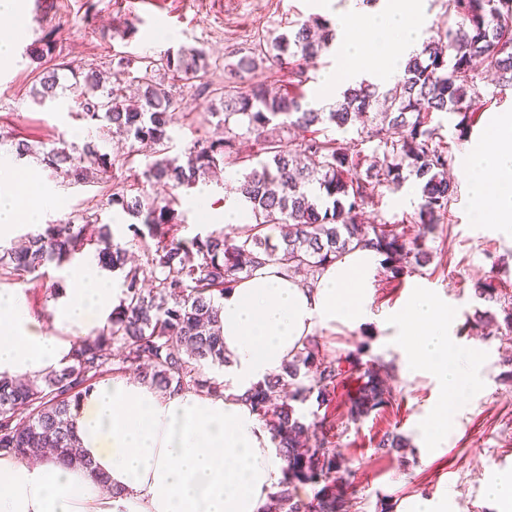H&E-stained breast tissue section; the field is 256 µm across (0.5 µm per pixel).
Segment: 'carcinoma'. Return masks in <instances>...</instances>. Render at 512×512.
Wrapping results in <instances>:
<instances>
[{
	"mask_svg": "<svg viewBox=\"0 0 512 512\" xmlns=\"http://www.w3.org/2000/svg\"><path fill=\"white\" fill-rule=\"evenodd\" d=\"M444 6L455 23L437 29L412 53L400 78L382 91L366 80L350 85L327 109L310 103L302 86L309 81L308 68L331 48L336 25L323 17L296 22L294 30L259 50L261 58H273L295 76L296 90L273 93L262 83H245L244 75L256 67L253 56L224 62V86L214 93L220 107L205 118L224 125V136L205 133L175 154L178 104L161 76L186 83L202 78L211 66L205 49L136 59L121 55L110 87L99 70L83 73L76 108L69 114L103 138L124 136L129 151L118 158L92 141L79 145L64 139L16 144L18 158L40 157L52 177L68 186L110 181L112 188L96 206L30 229L18 246L1 247L0 282L42 277L47 263L60 266L89 250L102 269L122 273L121 297L106 328L75 341L62 369L34 381L0 376V452L23 458L49 449L60 462L90 466L70 406L116 373L134 370L163 392L195 388L223 394L224 382L205 372L225 362L220 300L263 265H277L309 283L323 266L357 248L375 249L397 276L430 262L429 235L448 219L456 194L447 176L453 156L442 125L433 123L432 116H458L459 137L468 135L476 103L484 97L481 64L494 71L500 92L512 89V0H444ZM56 44L57 33L46 31L25 55L39 61ZM61 87L58 71H46L32 99L43 108L57 106ZM232 123L253 137L251 153L240 154L230 134ZM332 126L344 133L356 127L353 147L328 136ZM290 131L293 136H284ZM367 143L382 161L365 168L361 146ZM136 156L143 157L134 171L140 191L131 196L117 172ZM226 166L243 168L236 191L254 217L248 234L221 228L178 236L184 222L177 210L179 196L159 201L147 187L192 188ZM412 176L420 202L407 222L419 225L418 234L408 238L384 222H362L365 210L378 205L381 188L399 191ZM105 208L135 219L127 226L131 236L119 238L102 223ZM148 237L154 246L147 244ZM340 375L341 359L319 356L313 336L281 372L247 391L246 400L287 462L274 493L286 512H347L336 449L321 435L324 419L316 411L308 416L299 412V405L312 397L317 407H329ZM361 378L350 400L354 422L389 404L381 373L368 367ZM405 447L400 435L389 432L377 444L389 451ZM300 486L310 487L312 497L299 498Z\"/></svg>",
	"mask_w": 512,
	"mask_h": 512,
	"instance_id": "cac0c4a2",
	"label": "carcinoma"
}]
</instances>
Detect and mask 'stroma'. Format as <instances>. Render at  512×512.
Here are the masks:
<instances>
[{
    "label": "stroma",
    "instance_id": "obj_1",
    "mask_svg": "<svg viewBox=\"0 0 512 512\" xmlns=\"http://www.w3.org/2000/svg\"><path fill=\"white\" fill-rule=\"evenodd\" d=\"M25 35L11 60L0 63V146L14 148L18 141L32 144L57 139L72 140L80 121L68 113L67 104L53 111L35 105L30 97L43 68L69 64L75 74L97 67H112L115 55L156 56L167 47L155 43L156 32L174 31L178 47H201L215 64L205 80L211 87L224 84V61L253 54L260 44L273 41L296 21L320 15L335 19L348 9L350 0H25ZM56 30L58 41L52 56L31 62L25 49L43 31ZM339 66L337 49L323 54L304 91L317 107L332 104L341 89L332 80ZM171 92L182 105L183 116L175 127V149H184L203 129L200 122L210 112L212 101L196 86L174 83ZM512 113V91L500 103H492L475 116L465 139H458L455 117L442 115L443 133L453 155H461L477 142L492 115ZM26 177L24 187L35 191L51 187L59 199L56 208L45 211L44 222L66 218L71 212L96 206L103 186L65 187L54 183L39 160H17ZM457 188L451 204L452 220L430 236L432 258L422 272L392 276L379 269L372 281L369 319L358 327L338 323L320 328L316 336L326 358L346 356L364 346L361 366L344 364L334 399L326 411V433L339 454L346 479L343 494L349 512H380L389 505L401 512L404 503L416 498H447L453 512H498L487 496L490 481L512 473V334L498 329L502 308L512 302V235L497 225L475 223L465 174L451 168ZM419 198L413 183L398 192H384L380 203L368 211L369 221L394 223L412 214ZM496 286L494 299L478 297L485 280ZM425 288L447 303L451 333L479 358V388L458 400L454 423L442 447L431 456L422 451L418 425L439 393L429 378L408 374L394 329L387 320L414 289ZM382 367L392 391L384 411L359 422L348 417L350 400L360 383L363 364ZM395 431L411 445L398 452L378 450L383 434Z\"/></svg>",
    "mask_w": 512,
    "mask_h": 512
}]
</instances>
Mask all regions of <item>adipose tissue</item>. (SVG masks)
Wrapping results in <instances>:
<instances>
[{"label": "adipose tissue", "mask_w": 512, "mask_h": 512, "mask_svg": "<svg viewBox=\"0 0 512 512\" xmlns=\"http://www.w3.org/2000/svg\"><path fill=\"white\" fill-rule=\"evenodd\" d=\"M422 22L421 0L339 12L337 83L355 79L367 60L381 79L394 80L418 46ZM459 165L469 177L475 221L512 234V114L494 117ZM19 182L11 154L0 150V238L17 223H40L57 203L55 194L31 195ZM380 262L375 250L358 249L308 284L272 264L256 269L221 301L229 360L223 394L164 393L113 375L70 409L90 468L0 452V512H268L286 462L243 396L279 372L315 327L365 323ZM118 296L90 256L69 267L47 317L35 314L25 288H1L0 376L37 379L61 369L74 341L107 325ZM389 324L406 367L427 374L441 393L419 426L427 448L438 449L456 415L451 398L479 386L476 354L458 346L447 306L426 290L410 294Z\"/></svg>", "instance_id": "adipose-tissue-1"}]
</instances>
